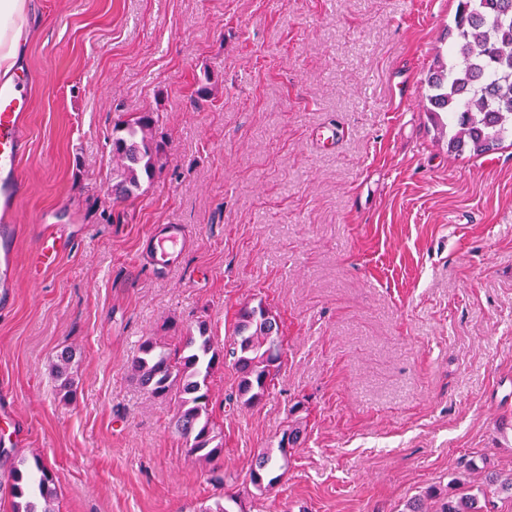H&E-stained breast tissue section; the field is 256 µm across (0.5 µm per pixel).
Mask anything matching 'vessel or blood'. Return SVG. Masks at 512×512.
Here are the masks:
<instances>
[{
	"mask_svg": "<svg viewBox=\"0 0 512 512\" xmlns=\"http://www.w3.org/2000/svg\"><path fill=\"white\" fill-rule=\"evenodd\" d=\"M30 107V97L21 78L0 79V298L9 297L15 286L16 243L19 226L13 221L15 204L24 190L20 163L25 152L21 117ZM190 238L184 224H156L149 234L154 268H174ZM58 228L46 225L33 260L37 267L51 266L61 253Z\"/></svg>",
	"mask_w": 512,
	"mask_h": 512,
	"instance_id": "1",
	"label": "vessel or blood"
}]
</instances>
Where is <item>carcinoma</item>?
Wrapping results in <instances>:
<instances>
[{
	"label": "carcinoma",
	"instance_id": "1",
	"mask_svg": "<svg viewBox=\"0 0 512 512\" xmlns=\"http://www.w3.org/2000/svg\"><path fill=\"white\" fill-rule=\"evenodd\" d=\"M448 60L438 62L426 80L424 97L439 134L448 137V152L465 150L482 155L512 138V0H458ZM157 114L141 112L112 129V190L118 198L138 194L141 181L152 180L162 166V148L155 140ZM230 344L214 342L206 323L181 338L179 344L149 336L131 359L128 371L153 397L174 404L173 425L185 440L187 452L198 460L213 461L224 454V442L211 418L209 379L226 359L238 373L236 398L253 405L269 395L271 373L281 357L283 324L263 302L240 309ZM73 353L67 349L52 365L61 380L64 398L73 396L68 368ZM282 468L270 451L257 455L249 481L259 491L273 487ZM488 482L495 492L512 496V473L492 472ZM53 478L40 457L25 469L12 467L10 493L21 500L15 512H52ZM487 492L463 490L442 494L435 489L426 498L414 497L403 512H483L480 499Z\"/></svg>",
	"mask_w": 512,
	"mask_h": 512
}]
</instances>
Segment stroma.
<instances>
[{
	"mask_svg": "<svg viewBox=\"0 0 512 512\" xmlns=\"http://www.w3.org/2000/svg\"><path fill=\"white\" fill-rule=\"evenodd\" d=\"M458 0H28L31 89L17 282L0 304V512L40 455L53 512H402L427 487L512 472V145L455 156L423 103ZM215 89L202 98L204 80ZM158 115L162 166L112 192V127ZM341 125L338 145L314 131ZM49 214L67 242L32 274ZM185 224L179 265L141 255ZM285 324L270 396L210 388L224 454L190 456L174 405L127 366L143 337L239 310ZM71 348L73 400L51 374ZM305 429L272 489L249 468Z\"/></svg>",
	"mask_w": 512,
	"mask_h": 512,
	"instance_id": "stroma-1",
	"label": "stroma"
}]
</instances>
